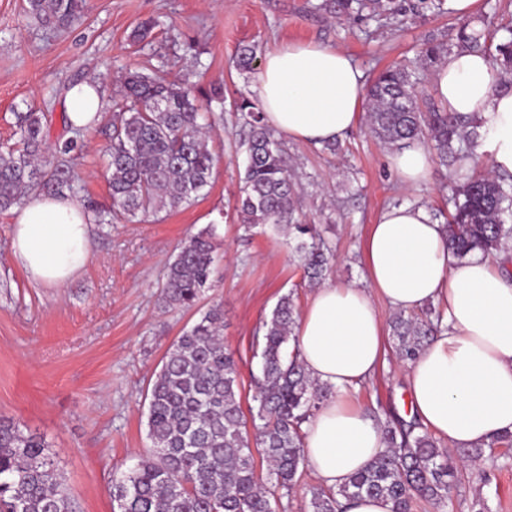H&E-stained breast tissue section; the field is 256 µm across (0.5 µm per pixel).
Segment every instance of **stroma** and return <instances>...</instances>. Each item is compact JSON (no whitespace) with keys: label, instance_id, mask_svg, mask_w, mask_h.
<instances>
[{"label":"stroma","instance_id":"1","mask_svg":"<svg viewBox=\"0 0 512 512\" xmlns=\"http://www.w3.org/2000/svg\"><path fill=\"white\" fill-rule=\"evenodd\" d=\"M308 0H86L64 30L43 27L25 0H0V152L20 149L15 115L45 114L48 161L76 141L67 156L74 195L84 204L112 205L106 148L111 112L76 131L65 102L69 84L97 82L115 100L127 72L152 61L160 76L190 74L200 94L223 85L224 112L210 147L218 162L212 183L188 207L141 222L94 224L91 258L62 286L30 281L12 257V214L0 212V416L41 436L63 473L76 512H113L112 479L151 446L145 400L170 345L209 307L224 308V345L239 369L242 408H250L259 373L254 335L279 297L292 294L304 311L314 290L292 257L294 241L275 231L245 230L236 202L245 164L242 121L234 101L253 91L234 64L240 44L261 51L290 44H328L349 52L366 79L388 66L415 62L420 103L437 100L436 65L416 62L423 40L451 43L459 19L445 13L402 27L340 23L310 14ZM155 20L150 41L129 34ZM336 153L282 140L300 182L297 207L334 250L327 282L362 284L364 243L371 224L394 203L447 210L449 169L432 159L426 181L403 186L388 147L369 134L366 118L338 141ZM215 232L214 286L196 307L165 308L163 273L181 243L205 227ZM395 349L359 388L354 407L384 420L409 409ZM453 512H512V462L474 469L462 464L451 483Z\"/></svg>","mask_w":512,"mask_h":512}]
</instances>
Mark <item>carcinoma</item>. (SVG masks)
Here are the masks:
<instances>
[{
  "label": "carcinoma",
  "instance_id": "carcinoma-1",
  "mask_svg": "<svg viewBox=\"0 0 512 512\" xmlns=\"http://www.w3.org/2000/svg\"><path fill=\"white\" fill-rule=\"evenodd\" d=\"M446 0H316L311 13L338 20L389 21L404 25L447 12ZM85 0H28V13L42 26L63 29L78 20ZM492 45L467 20L460 22L454 47L486 55L492 69L512 71V21ZM260 46L238 48L236 67L255 70ZM149 65L129 72L113 103L107 147L111 209H91L93 222L134 221L173 211L194 201L211 184L215 156L205 128L212 114L200 111L196 85L187 74L171 80ZM370 132L399 148L414 141L435 143L442 161L460 180L453 188L445 231L455 257L487 256L512 242V175L476 171L475 147L481 123L473 116L419 110L418 90L406 67L381 71L367 89ZM246 115V165L237 210L240 223L284 228L295 235V252L309 285H319L333 254L309 224L294 216L296 184L286 169L274 130L256 101L240 96ZM23 150L0 153V210L23 203L26 190L48 195L71 188L65 161L46 169L44 115L16 113ZM213 229L185 240L169 262L162 301L190 309L211 287L215 263ZM297 311L291 295L280 297L255 336L261 377L246 419L239 397L238 368L224 348V310L213 306L170 346L147 394L151 448L128 472L112 480L115 512H273L271 498L290 493L304 460L302 425L332 393L312 379L294 339ZM443 314L421 319L398 313L392 321L396 352L408 361L441 331ZM385 450L336 489L311 493L308 512H340L341 501L364 495L391 503V512H415L426 501L448 507L449 478L463 460L497 461L495 449L512 447L505 433L485 447L451 452L420 423L388 420L381 425ZM267 469L256 471L254 454ZM0 512H72L65 479L55 468L48 444L0 417Z\"/></svg>",
  "mask_w": 512,
  "mask_h": 512
}]
</instances>
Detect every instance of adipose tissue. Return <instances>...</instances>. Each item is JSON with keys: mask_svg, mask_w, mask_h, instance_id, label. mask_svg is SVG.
Here are the masks:
<instances>
[{"mask_svg": "<svg viewBox=\"0 0 512 512\" xmlns=\"http://www.w3.org/2000/svg\"><path fill=\"white\" fill-rule=\"evenodd\" d=\"M253 79L267 124L288 139L318 145L355 127L366 93L352 57L331 45H282L265 55ZM434 79L449 111L480 121L496 172L512 173V90L498 86L488 58L454 52ZM65 100L75 128L100 120L106 108L91 81L69 86ZM388 160L401 183L415 185L428 175L430 156L421 143ZM12 224L13 258L33 282L65 284L91 256L89 215L70 193L28 194ZM364 255L366 286L316 288L294 330L306 371L335 392L303 428L315 477L334 489L385 448L376 421L344 399L385 361L378 299L406 314L430 302L445 311L442 331L403 370L412 416L454 449L512 432V275L488 257H453L443 225L421 205L385 209Z\"/></svg>", "mask_w": 512, "mask_h": 512, "instance_id": "obj_1", "label": "adipose tissue"}]
</instances>
